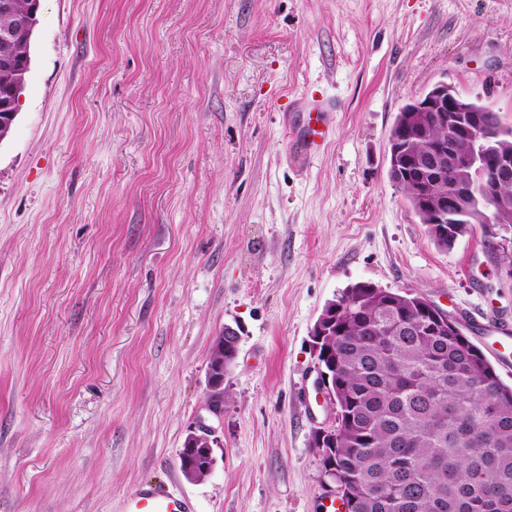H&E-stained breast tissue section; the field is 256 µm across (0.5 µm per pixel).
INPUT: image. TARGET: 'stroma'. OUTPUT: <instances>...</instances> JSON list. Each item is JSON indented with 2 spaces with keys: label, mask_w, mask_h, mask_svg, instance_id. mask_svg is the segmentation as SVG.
Returning a JSON list of instances; mask_svg holds the SVG:
<instances>
[{
  "label": "stroma",
  "mask_w": 512,
  "mask_h": 512,
  "mask_svg": "<svg viewBox=\"0 0 512 512\" xmlns=\"http://www.w3.org/2000/svg\"><path fill=\"white\" fill-rule=\"evenodd\" d=\"M30 55L0 142V512H119L148 479L194 512H324L328 302L416 293L487 354L512 328L492 228L438 247L388 161L440 81L512 127V0H42ZM304 97L336 108L303 165ZM203 426L216 463L190 480ZM239 340L240 336L238 330L233 327H228L225 331L224 328V334L217 340L221 354L220 358L215 361L218 357V352L214 347L210 355V365L206 376L208 391L207 402L209 411L217 418L221 417L224 412V375H226L227 370L237 358ZM224 355L229 357L230 360L225 359ZM213 370H215L216 373H213ZM214 445H217V439L208 428L201 427V430L198 429L186 435L181 448V452L184 448L185 453L180 457L182 460L181 470L186 478L195 480L202 477V472L210 473L212 471L215 462L213 456ZM191 457H194L197 461L199 460V462H209V464L198 466Z\"/></svg>",
  "instance_id": "35a3bbf8"
}]
</instances>
